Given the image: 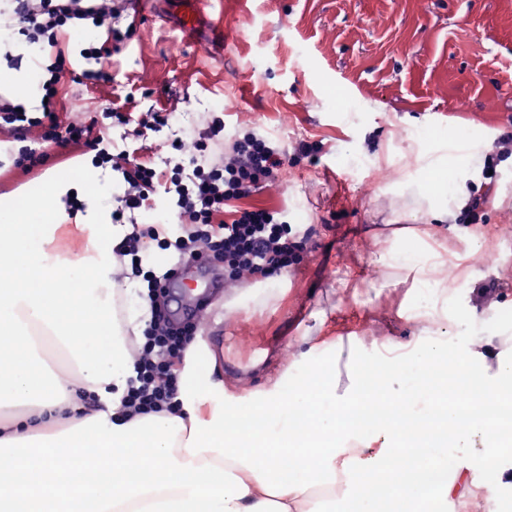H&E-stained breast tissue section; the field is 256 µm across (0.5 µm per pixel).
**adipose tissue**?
<instances>
[{
    "instance_id": "ef3b65f1",
    "label": "adipose tissue",
    "mask_w": 512,
    "mask_h": 512,
    "mask_svg": "<svg viewBox=\"0 0 512 512\" xmlns=\"http://www.w3.org/2000/svg\"><path fill=\"white\" fill-rule=\"evenodd\" d=\"M111 173L83 171L48 174L25 198L0 197V461L39 462L34 499L23 500L9 480L0 479V512H304L316 486L335 495L336 478L360 470H382L405 433L399 414H412L418 376L444 375L446 398L461 392L482 401H512V342L498 334L468 336L455 346L454 360L435 351L442 322L448 319L450 287L458 272L445 255L448 238L438 229L448 206H430L432 221L410 230V245L380 241L375 274L387 282L414 280L427 294L411 319L419 334L398 343V352L370 366H357L343 392L319 385L303 392H283L280 382L250 405L210 402L208 392L223 391L220 382L202 387L197 366L186 363L180 380L181 413L146 415L108 422L97 411L64 430L54 423L81 407V397L120 381L127 363L124 337L118 336L103 309L112 302V279L101 252L102 242L120 243L128 227L112 223L100 202ZM78 197L85 210L76 217L84 234L80 251L64 258L52 250L57 228L67 221V202ZM78 292L88 315L64 318L59 308ZM406 370L401 399H394L393 372ZM385 408L364 421L357 417L370 396ZM208 401V400H207ZM308 408L307 428L295 415ZM320 435L330 448L323 468L283 474L281 449L305 446ZM504 451L492 445L487 461L455 464L441 489L462 512H491L489 490L512 485V468L501 466ZM97 464L105 478L88 489L69 482Z\"/></svg>"
}]
</instances>
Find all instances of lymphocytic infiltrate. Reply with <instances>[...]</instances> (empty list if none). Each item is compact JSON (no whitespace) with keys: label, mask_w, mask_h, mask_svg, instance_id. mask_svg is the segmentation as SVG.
<instances>
[{"label":"lymphocytic infiltrate","mask_w":512,"mask_h":512,"mask_svg":"<svg viewBox=\"0 0 512 512\" xmlns=\"http://www.w3.org/2000/svg\"><path fill=\"white\" fill-rule=\"evenodd\" d=\"M9 28L28 45L55 49L54 60L44 67L38 87L40 103L34 109L17 104L0 93V128L15 138L30 140L24 151L30 167L47 160L46 144L66 151H92L93 162L110 166L121 179V192L112 211L116 224L132 220L146 202L161 195L170 199L182 228L175 240L164 238L160 227L142 229L134 224L123 241L112 249V283L142 278L153 314L138 343L130 346L133 374L126 381L121 404L126 415L179 414V373L187 350L200 330L193 323L175 328L160 299L163 276L143 269L140 253L157 246L174 249L179 260L217 261L224 266V286L233 290L258 274L278 275L299 264L304 241L291 236L283 213L269 208H241L237 202L273 185L289 155L305 156L314 150L301 141L285 149L277 141L255 131L224 137V122L213 118L207 127L176 140L180 159L171 169L158 166L154 158L138 155L149 134L167 127L172 113L150 110L132 112L111 106L61 123L55 99L62 78L64 52L61 36L73 28L92 24L102 35L101 45L81 48L79 80L92 84L112 80L103 62L124 36L112 25L121 11L120 0H10ZM131 132L135 150L111 153L104 144L102 126Z\"/></svg>","instance_id":"lymphocytic-infiltrate-1"}]
</instances>
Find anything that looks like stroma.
<instances>
[{"mask_svg":"<svg viewBox=\"0 0 512 512\" xmlns=\"http://www.w3.org/2000/svg\"><path fill=\"white\" fill-rule=\"evenodd\" d=\"M173 11L171 0H149L141 17L127 10L114 19L127 38L105 63L112 82L63 76L59 116L104 104L173 110L171 126L147 142L155 156L215 116L231 132L315 144L270 188L238 202L287 210L293 231L309 238L302 262L285 277L200 299L199 337L224 342L213 377L225 401L260 393L276 376L287 391L318 380L345 388L351 366L374 354L369 332L397 340L415 333L410 283H372L367 247L373 236L428 220L430 199L420 192L432 178L399 176L405 153L456 128L490 146L512 134V0H213L190 39ZM214 19L229 43L214 35ZM337 82L348 96H335ZM455 176L480 200L476 222L490 235H449L448 254L481 246L496 258L453 286L442 331L450 339L512 334V162L492 176L469 167ZM321 336L335 346H315ZM302 352L308 363L292 365Z\"/></svg>","mask_w":512,"mask_h":512,"instance_id":"35a3bbf8","label":"stroma"}]
</instances>
